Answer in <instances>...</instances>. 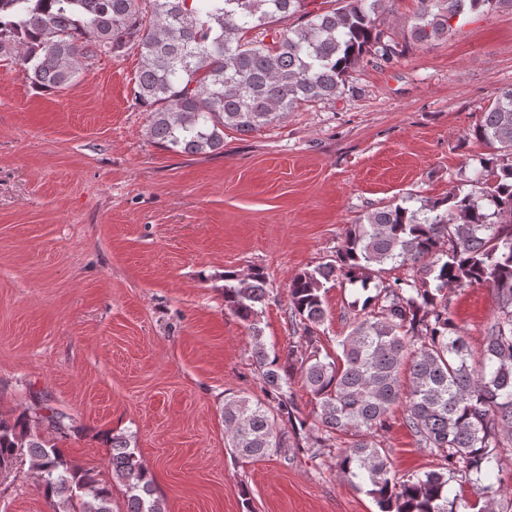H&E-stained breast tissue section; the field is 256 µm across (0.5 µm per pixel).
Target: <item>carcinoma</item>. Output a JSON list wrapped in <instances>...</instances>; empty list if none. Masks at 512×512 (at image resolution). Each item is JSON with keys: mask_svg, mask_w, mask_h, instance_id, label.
I'll use <instances>...</instances> for the list:
<instances>
[{"mask_svg": "<svg viewBox=\"0 0 512 512\" xmlns=\"http://www.w3.org/2000/svg\"><path fill=\"white\" fill-rule=\"evenodd\" d=\"M0 0V58L39 90L71 87L82 60L137 48L133 86L150 134L172 152L224 149V130L250 134L308 103L334 100L368 55L397 54L377 18L391 0ZM495 0H418L411 36L430 42ZM472 136L491 147L473 174L417 208L396 201L347 227L332 258L288 285L297 340L281 350L262 339L265 272L224 274V306L250 332V357L267 400L224 402L228 448L258 460L302 448L328 454L336 474L364 490L380 512H512L504 461H512V86L481 108ZM390 271L399 275L385 277ZM360 285L350 332L322 348L328 284ZM484 286L496 310L483 349H471L450 310V293ZM301 374L317 400L303 414L291 390ZM435 459L396 477L381 437L391 406ZM77 432L66 413L35 398L0 411V482L27 463L53 512H112V483L71 463L58 442ZM112 476L126 512H165L154 476L129 439L106 434ZM468 493L448 496L450 482Z\"/></svg>", "mask_w": 512, "mask_h": 512, "instance_id": "1", "label": "carcinoma"}]
</instances>
